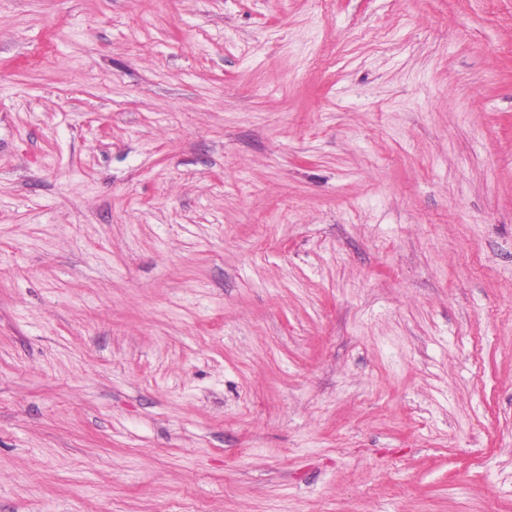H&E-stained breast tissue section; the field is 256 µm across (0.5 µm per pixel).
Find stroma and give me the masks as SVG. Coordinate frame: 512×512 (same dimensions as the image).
Listing matches in <instances>:
<instances>
[{"label": "stroma", "instance_id": "35a3bbf8", "mask_svg": "<svg viewBox=\"0 0 512 512\" xmlns=\"http://www.w3.org/2000/svg\"><path fill=\"white\" fill-rule=\"evenodd\" d=\"M0 512H512V0H0Z\"/></svg>", "mask_w": 512, "mask_h": 512}]
</instances>
